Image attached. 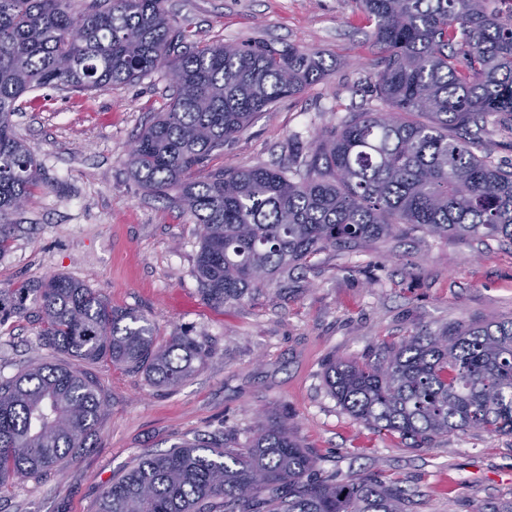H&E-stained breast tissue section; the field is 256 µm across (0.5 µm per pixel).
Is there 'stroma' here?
<instances>
[{"mask_svg":"<svg viewBox=\"0 0 512 512\" xmlns=\"http://www.w3.org/2000/svg\"><path fill=\"white\" fill-rule=\"evenodd\" d=\"M165 6L194 41L291 44L336 66L258 117L213 167L297 166L347 109L375 104L381 53L355 0ZM172 94L155 72L84 95L37 89L18 102L14 130L43 182L0 250V288L65 275L146 318L158 339L187 330L206 338L212 354L172 389L109 362L91 366L106 397L95 436L62 471L1 488L0 512H96L103 490L138 455L197 438L242 444L271 419L287 420L314 460L313 475L393 480L406 492V512H483L512 499V435L470 432L415 451L354 420L323 381L331 357H358L416 330L512 318V243L418 231L327 248L241 301L212 308L195 276L197 224L146 195L126 164L133 138ZM41 327L34 311L0 325V377L36 358L80 368L42 344Z\"/></svg>","mask_w":512,"mask_h":512,"instance_id":"35a3bbf8","label":"stroma"}]
</instances>
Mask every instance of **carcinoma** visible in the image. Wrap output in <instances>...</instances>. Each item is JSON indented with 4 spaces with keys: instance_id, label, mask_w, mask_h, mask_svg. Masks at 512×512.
Masks as SVG:
<instances>
[{
    "instance_id": "obj_1",
    "label": "carcinoma",
    "mask_w": 512,
    "mask_h": 512,
    "mask_svg": "<svg viewBox=\"0 0 512 512\" xmlns=\"http://www.w3.org/2000/svg\"><path fill=\"white\" fill-rule=\"evenodd\" d=\"M108 2L77 10L74 0H0V249L42 181L13 132L19 99L129 84L162 69L175 74L171 102L137 135L127 163L144 192L201 227L195 274L214 308L321 249L402 226L512 241V166L477 154L488 118L512 132V0H357L382 53L373 87L388 111H348L300 169L210 171L256 117L336 65L290 44L187 47L165 0ZM31 309L43 320V345L157 385L180 384L212 353L187 331L157 342L142 316L64 275L0 289V325ZM323 380L350 416L411 449L471 431L512 434V320L420 330L330 360ZM104 405L92 376L65 364L36 360L1 377L0 489L64 469ZM312 464L288 422L269 420L241 446L214 438L140 455L96 512H405L396 483L312 480Z\"/></svg>"
}]
</instances>
